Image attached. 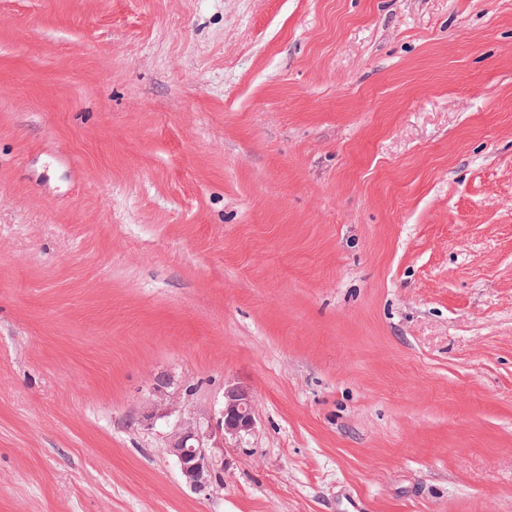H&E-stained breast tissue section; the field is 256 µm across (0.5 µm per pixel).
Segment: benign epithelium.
<instances>
[{
  "label": "benign epithelium",
  "mask_w": 512,
  "mask_h": 512,
  "mask_svg": "<svg viewBox=\"0 0 512 512\" xmlns=\"http://www.w3.org/2000/svg\"><path fill=\"white\" fill-rule=\"evenodd\" d=\"M169 385L168 378L154 380L147 417L175 418L163 451L178 466L183 483L207 495L223 486L224 439H238L255 429L252 394L244 386H225L219 418L204 419L187 412L183 396Z\"/></svg>",
  "instance_id": "7a95c632"
}]
</instances>
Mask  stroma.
Masks as SVG:
<instances>
[{"instance_id": "stroma-1", "label": "stroma", "mask_w": 512, "mask_h": 512, "mask_svg": "<svg viewBox=\"0 0 512 512\" xmlns=\"http://www.w3.org/2000/svg\"><path fill=\"white\" fill-rule=\"evenodd\" d=\"M0 512H512V0H0ZM169 385L168 378L154 380L147 417L176 418L163 451L178 466L186 486L210 494L223 486L224 439H238L255 429L252 394L244 386H225L219 418L204 419L186 412L183 396L169 391Z\"/></svg>"}]
</instances>
